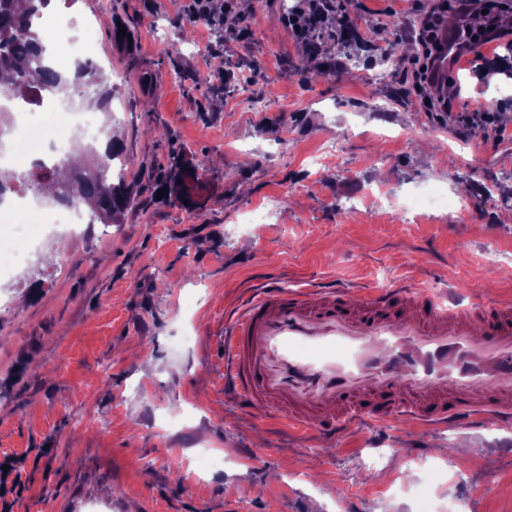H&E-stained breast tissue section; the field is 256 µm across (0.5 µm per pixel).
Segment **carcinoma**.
<instances>
[{
  "label": "carcinoma",
  "mask_w": 512,
  "mask_h": 512,
  "mask_svg": "<svg viewBox=\"0 0 512 512\" xmlns=\"http://www.w3.org/2000/svg\"><path fill=\"white\" fill-rule=\"evenodd\" d=\"M49 0H0V73L10 74L8 84L0 88L25 96L35 89L47 96L76 95L96 97L107 112L112 103V85L86 62L76 65L74 82L63 79L49 61L38 29L29 24V19L41 13ZM386 29L393 32L388 40L389 49L384 57L399 60L403 55L404 42L398 36L395 20L386 23ZM123 155L122 143L109 137L104 152L79 141L73 143L68 159L57 166L53 175L36 179L33 171L25 173L0 172V193L13 188L31 190L34 198L44 197L42 187L53 184L55 191L51 201L55 205L77 201L90 206L93 220L103 224H114L116 218L128 210L134 202V195L126 183L125 176L112 180L107 171L109 157ZM201 184L194 173L186 174L182 163L174 160L165 184L168 190L178 187L184 179Z\"/></svg>",
  "instance_id": "1"
}]
</instances>
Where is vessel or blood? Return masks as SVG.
Returning <instances> with one entry per match:
<instances>
[{
  "label": "vessel or blood",
  "mask_w": 512,
  "mask_h": 512,
  "mask_svg": "<svg viewBox=\"0 0 512 512\" xmlns=\"http://www.w3.org/2000/svg\"><path fill=\"white\" fill-rule=\"evenodd\" d=\"M433 79L456 43L440 28ZM224 387L285 424L335 435L362 421L512 423V303L443 309L419 286L283 291L266 279L224 320Z\"/></svg>",
  "instance_id": "vessel-or-blood-1"
}]
</instances>
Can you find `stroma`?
I'll return each mask as SVG.
<instances>
[{"label":"stroma","mask_w":512,"mask_h":512,"mask_svg":"<svg viewBox=\"0 0 512 512\" xmlns=\"http://www.w3.org/2000/svg\"><path fill=\"white\" fill-rule=\"evenodd\" d=\"M359 3L362 50L308 83L295 68L318 61L281 0L230 13L220 42L193 29L174 63L160 46L190 0H72L117 67L114 129L139 205L83 232L51 226L41 248L0 223V463L18 462L0 512H512V425L394 420L330 438L224 392L225 312L271 274L287 291L402 280L465 304L490 281L512 300V120L499 139L456 121L484 100L512 117V75L486 70L500 42L461 57L446 111L428 112L397 93L408 59L381 53L391 19L414 45L426 0ZM244 75L261 115L225 94ZM329 143L335 156L308 168ZM177 155L209 188L203 211L157 195ZM431 188L468 208H413ZM16 253L27 262L11 266ZM215 448L223 468L200 471Z\"/></svg>","instance_id":"1"}]
</instances>
